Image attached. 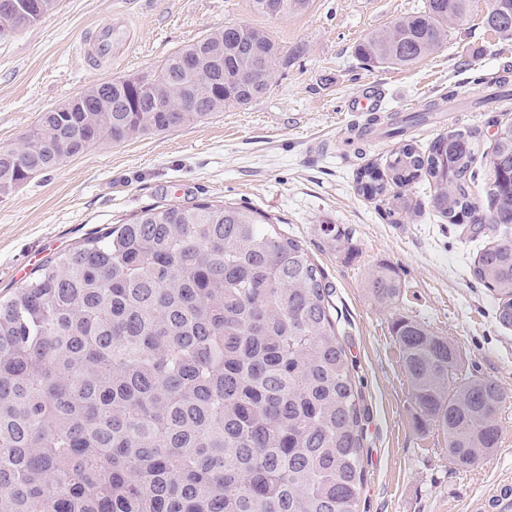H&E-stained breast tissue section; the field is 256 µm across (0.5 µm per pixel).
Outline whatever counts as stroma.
<instances>
[{
  "mask_svg": "<svg viewBox=\"0 0 512 512\" xmlns=\"http://www.w3.org/2000/svg\"><path fill=\"white\" fill-rule=\"evenodd\" d=\"M423 3L310 0L304 11L270 19L250 0H60L49 17L0 40V147L17 146L41 112L93 83L153 75L171 52L211 30L255 27L281 50L267 90L250 103L159 134L103 140L0 196V294L86 233L129 222L151 205L224 200L274 215L334 289L339 338L367 408L360 512H469L512 476V327L497 321L494 292L471 275L494 232L471 238L444 223L423 179L407 187L421 212L392 219L383 202L357 193L354 179L364 162L385 166L397 138L376 126L363 158L344 143L350 126L366 120L346 111V101L370 86L382 93L381 114L411 105L425 114L406 133L419 150L458 126L477 128L483 144L491 143L502 117L498 96H512V40L482 26L484 0H473L445 46L410 67L377 68L355 54L364 37ZM116 12L133 49L113 64H94L83 44ZM321 224L347 229L349 255L322 248ZM379 265L390 266L403 285L391 309L366 290ZM398 315L456 345L457 378L488 377L505 390L499 446L479 465L460 468L441 430L416 428L391 333Z\"/></svg>",
  "mask_w": 512,
  "mask_h": 512,
  "instance_id": "35a3bbf8",
  "label": "stroma"
}]
</instances>
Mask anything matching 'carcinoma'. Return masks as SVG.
Here are the masks:
<instances>
[{
  "label": "carcinoma",
  "instance_id": "cac0c4a2",
  "mask_svg": "<svg viewBox=\"0 0 512 512\" xmlns=\"http://www.w3.org/2000/svg\"><path fill=\"white\" fill-rule=\"evenodd\" d=\"M59 0H27L0 39L39 23ZM309 0H251L284 17ZM470 0H425L362 39L358 57L413 65L446 41ZM485 28L512 40V0H486ZM279 47L266 32L226 26L170 53L151 79L95 83L71 112H44L15 148H0V193L102 140L161 133L264 93ZM201 58L188 72L182 61ZM198 108L179 112L186 88ZM101 89L112 111L87 112ZM485 176V201L472 184ZM424 177L448 224L512 226V124L482 148L455 127L421 152L392 150L385 173L364 165L357 191L388 214H415L403 187ZM330 252L348 250L339 224L317 225ZM471 274L495 292L512 327V234L495 236ZM366 288L393 307L402 284L387 266ZM333 287L280 220L226 201L164 204L54 253L0 296V512H360L366 407L337 338ZM418 430L444 434L470 468L500 439L505 394L489 378L453 380L460 353L406 316L391 323Z\"/></svg>",
  "mask_w": 512,
  "mask_h": 512
}]
</instances>
